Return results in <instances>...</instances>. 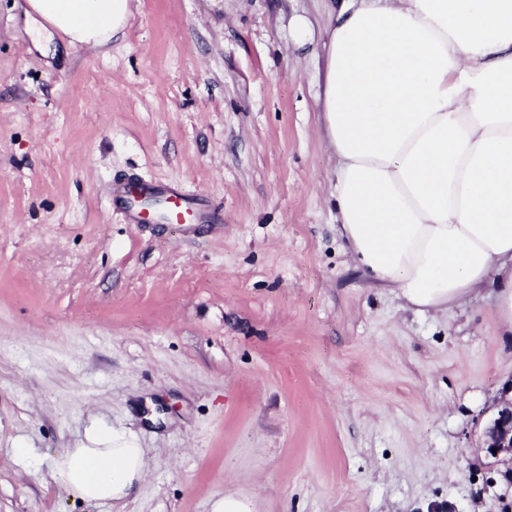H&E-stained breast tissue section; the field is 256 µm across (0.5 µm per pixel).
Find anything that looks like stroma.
I'll return each instance as SVG.
<instances>
[{"mask_svg": "<svg viewBox=\"0 0 512 512\" xmlns=\"http://www.w3.org/2000/svg\"><path fill=\"white\" fill-rule=\"evenodd\" d=\"M133 5L45 57L0 0V512H512L481 437L512 382L493 293L405 308L340 236L324 52L289 29L323 35L326 0ZM125 176L223 233L126 223ZM94 433L146 451L128 505L53 478ZM135 192L157 197L165 204L166 224H219L218 212L206 205L190 199L188 193L160 181L138 183L135 190L130 184L115 187L109 195L112 210L121 214L129 224H141L143 213L132 203ZM210 512H255L251 497L239 493H226L224 497L214 500Z\"/></svg>", "mask_w": 512, "mask_h": 512, "instance_id": "35a3bbf8", "label": "stroma"}]
</instances>
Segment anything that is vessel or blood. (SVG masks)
<instances>
[{"label":"vessel or blood","mask_w":512,"mask_h":512,"mask_svg":"<svg viewBox=\"0 0 512 512\" xmlns=\"http://www.w3.org/2000/svg\"><path fill=\"white\" fill-rule=\"evenodd\" d=\"M141 193L161 199L165 204L164 219L169 224H215L218 212L206 205L194 202L187 192L160 181L142 182L137 187L122 185L112 189L109 198L114 212L121 214L128 223L139 224L143 214L131 200L133 193Z\"/></svg>","instance_id":"vessel-or-blood-1"}]
</instances>
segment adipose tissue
<instances>
[{"mask_svg": "<svg viewBox=\"0 0 512 512\" xmlns=\"http://www.w3.org/2000/svg\"><path fill=\"white\" fill-rule=\"evenodd\" d=\"M132 0H25L33 42L104 46ZM323 126L341 235L406 307L495 291L512 335V0H338L325 32ZM146 475L141 448H70L56 481L101 506Z\"/></svg>", "mask_w": 512, "mask_h": 512, "instance_id": "1", "label": "adipose tissue"}]
</instances>
